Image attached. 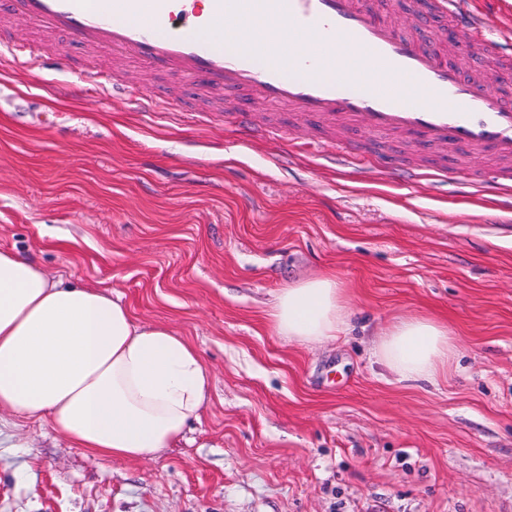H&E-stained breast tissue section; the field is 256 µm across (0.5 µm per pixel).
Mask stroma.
<instances>
[{"instance_id": "stroma-1", "label": "stroma", "mask_w": 512, "mask_h": 512, "mask_svg": "<svg viewBox=\"0 0 512 512\" xmlns=\"http://www.w3.org/2000/svg\"><path fill=\"white\" fill-rule=\"evenodd\" d=\"M470 2L512 59V0ZM16 42L48 54L40 70L0 58V248L184 336L212 386L145 459L1 412L0 512H512V190L489 179L506 160L188 85L0 15ZM88 70L115 90L63 96ZM131 92L172 106L134 109ZM238 103L263 137H240ZM318 139L358 164L326 165ZM391 149L420 180L381 169ZM325 271L349 298L346 336H277L275 293ZM410 314L458 337L437 384L395 382L374 357Z\"/></svg>"}]
</instances>
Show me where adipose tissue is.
Wrapping results in <instances>:
<instances>
[{
  "label": "adipose tissue",
  "mask_w": 512,
  "mask_h": 512,
  "mask_svg": "<svg viewBox=\"0 0 512 512\" xmlns=\"http://www.w3.org/2000/svg\"><path fill=\"white\" fill-rule=\"evenodd\" d=\"M269 316L277 335L317 344L345 335L351 313L336 276L319 273L279 288ZM457 355L452 330L426 316L394 319L375 346L400 383H435ZM210 386L196 348L169 327L137 324L106 289L0 248V409L101 456L142 459L179 441Z\"/></svg>",
  "instance_id": "1"
}]
</instances>
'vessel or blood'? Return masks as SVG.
<instances>
[{"instance_id": "b4317fda", "label": "vessel or blood", "mask_w": 512, "mask_h": 512, "mask_svg": "<svg viewBox=\"0 0 512 512\" xmlns=\"http://www.w3.org/2000/svg\"><path fill=\"white\" fill-rule=\"evenodd\" d=\"M433 7L496 62L495 43L466 0H434ZM1 12L188 84L254 90L296 112L346 113L371 132L512 157V99L493 80L463 78L357 0H208L202 18L182 0H0ZM236 32L247 33L250 50L226 45Z\"/></svg>"}]
</instances>
